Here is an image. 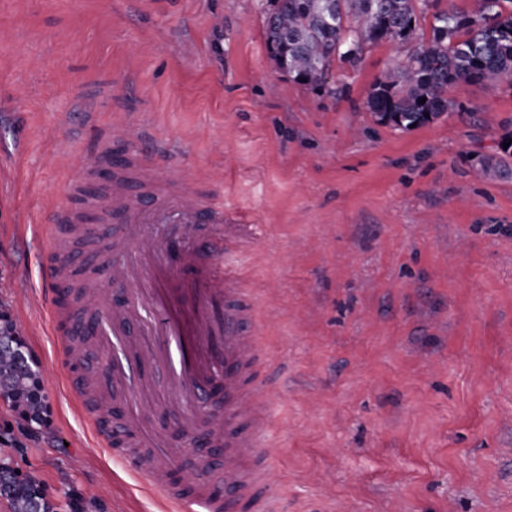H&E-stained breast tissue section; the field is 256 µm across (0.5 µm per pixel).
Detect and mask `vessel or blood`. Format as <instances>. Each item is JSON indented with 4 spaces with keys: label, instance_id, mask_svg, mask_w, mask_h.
I'll return each mask as SVG.
<instances>
[{
    "label": "vessel or blood",
    "instance_id": "1",
    "mask_svg": "<svg viewBox=\"0 0 512 512\" xmlns=\"http://www.w3.org/2000/svg\"><path fill=\"white\" fill-rule=\"evenodd\" d=\"M138 153L112 159V140L76 172L98 183L97 205L57 204L42 259L45 305L65 386L94 438L155 498L159 512H275L269 466L259 463L266 396L256 380L249 301L230 247L224 207L202 180L161 181L155 164L174 156L153 126L141 125ZM110 223L113 247L88 268L73 266L70 239ZM149 224H180L175 237H149ZM109 347L110 365L89 379L82 336ZM165 368L162 397L153 372ZM230 479L216 489L217 473Z\"/></svg>",
    "mask_w": 512,
    "mask_h": 512
}]
</instances>
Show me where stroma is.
Instances as JSON below:
<instances>
[{"label": "stroma", "mask_w": 512, "mask_h": 512, "mask_svg": "<svg viewBox=\"0 0 512 512\" xmlns=\"http://www.w3.org/2000/svg\"><path fill=\"white\" fill-rule=\"evenodd\" d=\"M269 0H0V311L39 358L46 422L0 401V462L84 512H155L59 381L33 303L50 211L90 146L155 122L228 222L257 299L265 440L288 512H512V179L476 176L512 84L449 87L401 130L366 100L412 44L334 59L322 89L270 56Z\"/></svg>", "instance_id": "35a3bbf8"}]
</instances>
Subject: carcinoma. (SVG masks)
I'll return each mask as SVG.
<instances>
[{
    "mask_svg": "<svg viewBox=\"0 0 512 512\" xmlns=\"http://www.w3.org/2000/svg\"><path fill=\"white\" fill-rule=\"evenodd\" d=\"M512 0H478L476 11L455 9L433 14L430 36L418 26L431 0H271L266 42L278 68L303 84L322 87L333 57L355 62L368 43L414 42L403 66L385 71L367 98L381 124L408 129L423 126L453 109L448 86L481 83L512 76ZM425 103H419V99ZM511 142L499 157H480L474 171L512 174ZM0 398L28 423L44 422L42 388L36 366L25 362L22 338L9 322L0 326ZM0 498L18 512H57L43 484L0 465Z\"/></svg>",
    "mask_w": 512,
    "mask_h": 512,
    "instance_id": "cac0c4a2",
    "label": "carcinoma"
}]
</instances>
